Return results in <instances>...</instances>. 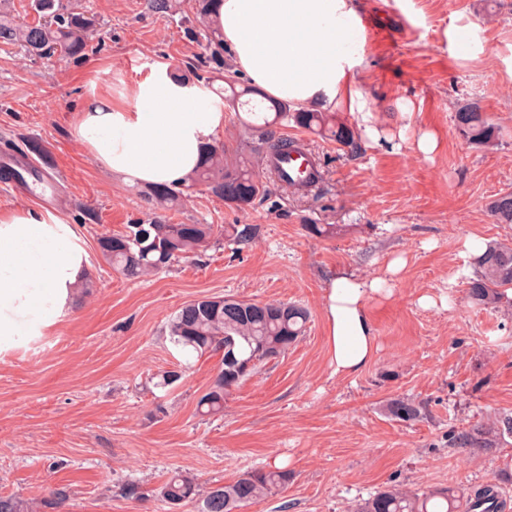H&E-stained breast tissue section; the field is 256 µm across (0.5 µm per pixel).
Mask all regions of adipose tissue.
Masks as SVG:
<instances>
[{"mask_svg": "<svg viewBox=\"0 0 512 512\" xmlns=\"http://www.w3.org/2000/svg\"><path fill=\"white\" fill-rule=\"evenodd\" d=\"M356 0H216L208 26L237 68L268 96L295 108L363 111L354 87L362 63L345 24ZM201 89L156 65L133 93L89 76L72 134L111 177L149 188L178 186L224 130V108L199 105ZM88 266L72 225L32 208L0 210V341L38 336L66 315ZM381 280L331 277L323 301L336 374H359L373 359L370 301Z\"/></svg>", "mask_w": 512, "mask_h": 512, "instance_id": "obj_1", "label": "adipose tissue"}]
</instances>
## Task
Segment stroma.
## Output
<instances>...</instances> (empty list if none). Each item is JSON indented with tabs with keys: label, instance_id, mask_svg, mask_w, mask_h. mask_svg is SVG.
<instances>
[{
	"label": "stroma",
	"instance_id": "obj_1",
	"mask_svg": "<svg viewBox=\"0 0 512 512\" xmlns=\"http://www.w3.org/2000/svg\"><path fill=\"white\" fill-rule=\"evenodd\" d=\"M63 3L95 15L93 49L62 61L0 44V146L39 144L37 162L63 175L46 208L73 224L91 285L43 335L0 343V495L24 512H199L195 499L169 507L159 488L176 473L205 490L264 468L288 471L289 481L242 512H352L389 485L486 482L501 486L512 512V438L465 452L451 442L512 415V290L481 309L454 276L476 271L468 237L512 246V224L489 212L512 191V0H359L368 27L355 79L367 110L336 113L359 132L356 147L274 125V136L300 138L318 158L319 185L290 192L264 175L266 199L246 210L186 190L167 221L253 224L256 237L138 280L113 271L97 245L153 212L142 187L111 178L71 135L85 68L96 65L101 85L128 89L159 63L217 94L224 83L204 41L185 34L195 24L189 8ZM458 31L467 36L459 48ZM473 99L500 128L498 146L473 148L456 130L454 113ZM369 125L380 142L365 135ZM424 131L437 141L429 154L416 147ZM310 224L331 231L314 236ZM340 270L386 279L391 290L371 305L375 357L352 377L334 374L322 317L325 281ZM225 296L299 304L311 320L285 356L232 390L223 413L207 415L197 402L221 356H180L166 325L189 301ZM178 368L179 381L156 387ZM402 398L421 405L419 420L389 414ZM129 483L137 495L124 494Z\"/></svg>",
	"mask_w": 512,
	"mask_h": 512
}]
</instances>
